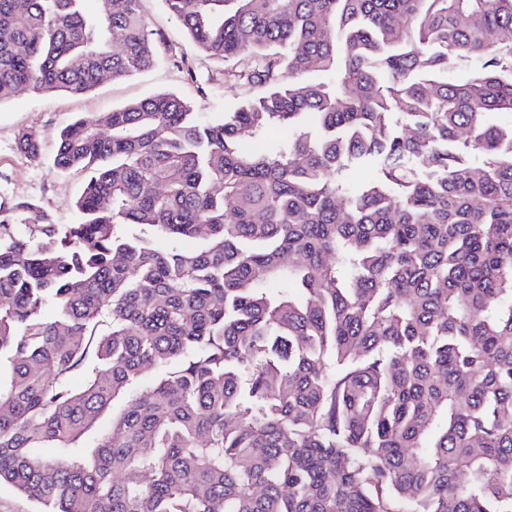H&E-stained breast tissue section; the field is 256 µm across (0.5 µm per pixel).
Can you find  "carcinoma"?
Returning a JSON list of instances; mask_svg holds the SVG:
<instances>
[{
  "instance_id": "obj_1",
  "label": "carcinoma",
  "mask_w": 512,
  "mask_h": 512,
  "mask_svg": "<svg viewBox=\"0 0 512 512\" xmlns=\"http://www.w3.org/2000/svg\"><path fill=\"white\" fill-rule=\"evenodd\" d=\"M85 2L0 0V100L166 54L141 0ZM165 2L259 93L61 129L80 222L0 224V484L43 512H512V0Z\"/></svg>"
}]
</instances>
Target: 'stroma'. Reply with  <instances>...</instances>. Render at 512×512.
Masks as SVG:
<instances>
[{
	"mask_svg": "<svg viewBox=\"0 0 512 512\" xmlns=\"http://www.w3.org/2000/svg\"><path fill=\"white\" fill-rule=\"evenodd\" d=\"M141 8L150 26L168 41L167 60L134 76L104 78L89 93L37 94L20 88L0 102L1 222L30 227L77 223L74 202L83 176L59 172L52 164L57 133L76 115L103 114L157 93L174 92L190 100L205 119L218 121L249 94V87L226 82L223 63L195 46L164 0H141ZM25 134L39 142V158L18 149V140Z\"/></svg>",
	"mask_w": 512,
	"mask_h": 512,
	"instance_id": "stroma-1",
	"label": "stroma"
}]
</instances>
